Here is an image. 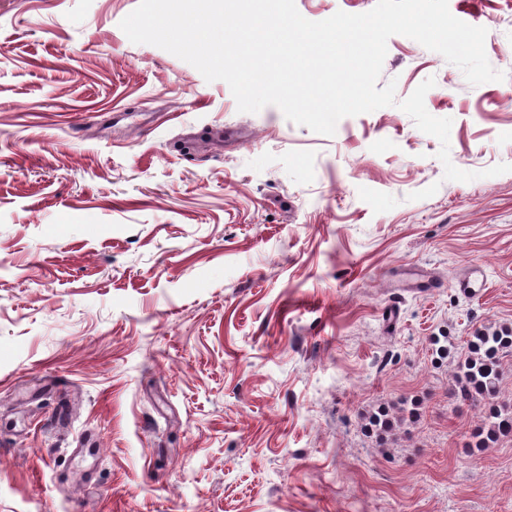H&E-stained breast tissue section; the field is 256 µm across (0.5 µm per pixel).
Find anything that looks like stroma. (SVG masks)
<instances>
[{"label":"stroma","instance_id":"obj_1","mask_svg":"<svg viewBox=\"0 0 512 512\" xmlns=\"http://www.w3.org/2000/svg\"><path fill=\"white\" fill-rule=\"evenodd\" d=\"M138 3L0 0V512H512L454 380L512 327V0H448L504 81L402 35L378 80L435 79L470 182L397 103L239 112ZM486 283L484 267L474 265L464 276L457 280L455 286L462 295L476 297L486 288Z\"/></svg>","mask_w":512,"mask_h":512}]
</instances>
